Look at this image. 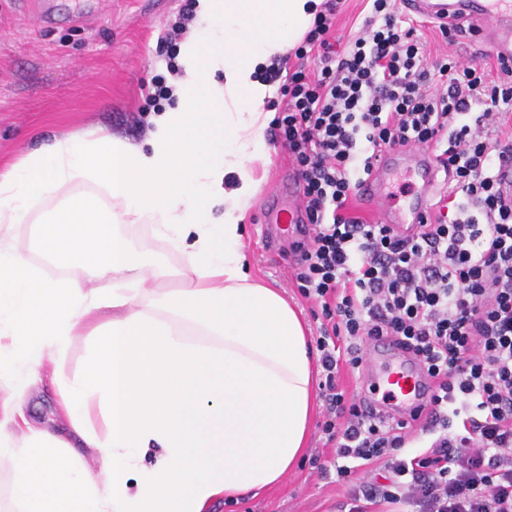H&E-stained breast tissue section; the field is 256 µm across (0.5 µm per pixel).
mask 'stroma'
I'll return each instance as SVG.
<instances>
[{
	"mask_svg": "<svg viewBox=\"0 0 512 512\" xmlns=\"http://www.w3.org/2000/svg\"><path fill=\"white\" fill-rule=\"evenodd\" d=\"M186 2L0 0V166L74 133H105L145 144L149 130L138 125L137 117L155 76L168 73L160 41ZM424 37L429 57L483 59L482 40L451 42L433 27ZM256 175L260 190L244 219L250 267L301 310L310 339H317L319 323L293 283L300 236L295 229L274 230L259 221L268 198L294 175L287 150L270 146ZM324 414V406H317L304 457L278 485L234 500L216 498L208 512H338L343 489L309 464L315 455H333L318 428Z\"/></svg>",
	"mask_w": 512,
	"mask_h": 512,
	"instance_id": "35a3bbf8",
	"label": "stroma"
}]
</instances>
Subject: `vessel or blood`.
Here are the masks:
<instances>
[{"instance_id":"1","label":"vessel or blood","mask_w":512,"mask_h":512,"mask_svg":"<svg viewBox=\"0 0 512 512\" xmlns=\"http://www.w3.org/2000/svg\"><path fill=\"white\" fill-rule=\"evenodd\" d=\"M404 8L419 17L445 21L451 18L478 21L485 44L495 55L512 60V0H403ZM399 167L412 170L418 180L405 210L394 209L386 191L388 174ZM437 187L433 156L430 151L404 148L380 154L371 175L359 187L360 197L376 206L382 223L391 225L398 233L409 235L429 215ZM290 206L278 210H263L261 218L267 224H297L301 213L296 205L299 190L289 185ZM370 359L383 362V379L392 397L415 407L430 383L419 367L405 364L392 343L381 340L368 348Z\"/></svg>"}]
</instances>
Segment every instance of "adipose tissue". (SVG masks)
<instances>
[{
    "instance_id": "ef3b65f1",
    "label": "adipose tissue",
    "mask_w": 512,
    "mask_h": 512,
    "mask_svg": "<svg viewBox=\"0 0 512 512\" xmlns=\"http://www.w3.org/2000/svg\"><path fill=\"white\" fill-rule=\"evenodd\" d=\"M320 2L198 0L204 24L180 47L175 100L152 116L147 146L72 134L0 172V512H206L276 486L305 451L306 326L252 273L242 221L274 117L258 73ZM79 184L92 192L68 194ZM36 212L35 261L14 228ZM132 224L178 264L157 261ZM45 261L78 273L47 276ZM81 338L85 364L67 373ZM48 362L68 421L57 432L24 415Z\"/></svg>"
}]
</instances>
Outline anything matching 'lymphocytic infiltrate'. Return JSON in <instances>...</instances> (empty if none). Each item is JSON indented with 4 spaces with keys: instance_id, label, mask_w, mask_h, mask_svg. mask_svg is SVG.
<instances>
[{
    "instance_id": "f902f5d3",
    "label": "lymphocytic infiltrate",
    "mask_w": 512,
    "mask_h": 512,
    "mask_svg": "<svg viewBox=\"0 0 512 512\" xmlns=\"http://www.w3.org/2000/svg\"><path fill=\"white\" fill-rule=\"evenodd\" d=\"M341 8L326 0L296 67L282 56L264 70L280 94L270 136L295 165L308 224L294 280L322 318L334 458L317 472L344 487L348 512H512V62L427 58L393 0H371L344 43L332 34ZM411 146L433 150L445 186L418 231L353 215L379 153ZM382 336L434 383L403 420L342 383ZM420 436L427 449L404 455Z\"/></svg>"
}]
</instances>
